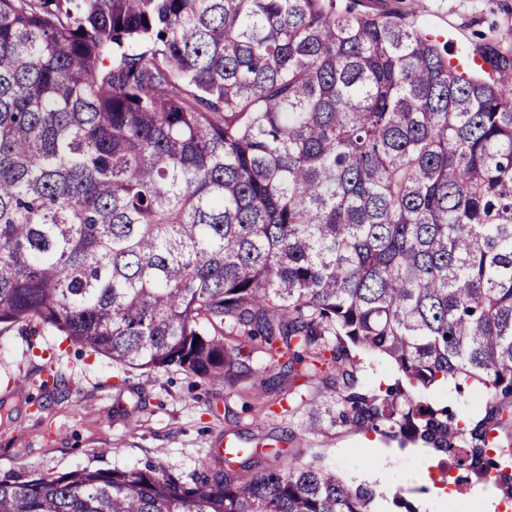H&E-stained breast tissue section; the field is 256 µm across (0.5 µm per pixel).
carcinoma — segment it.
Instances as JSON below:
<instances>
[{"instance_id": "cac0c4a2", "label": "carcinoma", "mask_w": 512, "mask_h": 512, "mask_svg": "<svg viewBox=\"0 0 512 512\" xmlns=\"http://www.w3.org/2000/svg\"><path fill=\"white\" fill-rule=\"evenodd\" d=\"M484 62L355 0H0V326L256 401L259 349L512 497V63ZM353 348L400 379L354 391ZM448 380L482 417L415 401ZM256 466L21 469L0 512H372L301 453Z\"/></svg>"}]
</instances>
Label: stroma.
<instances>
[{
    "label": "stroma",
    "instance_id": "1",
    "mask_svg": "<svg viewBox=\"0 0 512 512\" xmlns=\"http://www.w3.org/2000/svg\"><path fill=\"white\" fill-rule=\"evenodd\" d=\"M368 10L401 7L418 12L431 29L445 32L451 55L483 56L487 48L512 58V0H363ZM37 342L53 348L52 358L32 356L27 336L18 328L0 332V475L22 468L60 474L78 466L125 467L148 460L184 476L213 467L215 449L228 445L250 448L267 460L277 448H293L306 438L323 465L332 467L348 485L368 486L357 464L366 444L380 448L384 484L375 493L374 512H397L402 503H423L424 512H475L473 481L445 500L434 497L430 479L419 461L430 448L400 447L368 428H349L333 421L336 405L331 381L319 380L305 389L304 404L294 418L246 411L250 397L241 387L215 386L182 371L149 375L126 372L109 359L56 348V338L42 330ZM357 387L383 391L399 377L386 357L362 352L357 356ZM66 380V392L54 397L39 388L46 368ZM445 407L456 419L468 421L481 411L477 395L441 385L423 396ZM313 433H305L309 422Z\"/></svg>",
    "mask_w": 512,
    "mask_h": 512
}]
</instances>
